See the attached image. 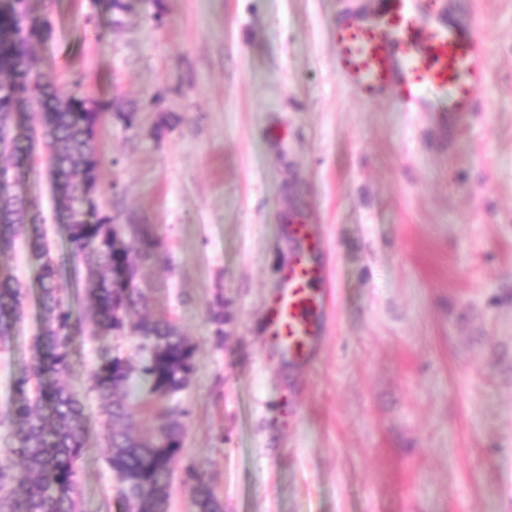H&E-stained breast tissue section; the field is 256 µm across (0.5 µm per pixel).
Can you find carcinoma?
<instances>
[{"label":"carcinoma","instance_id":"obj_1","mask_svg":"<svg viewBox=\"0 0 512 512\" xmlns=\"http://www.w3.org/2000/svg\"><path fill=\"white\" fill-rule=\"evenodd\" d=\"M24 2L0 0V156L11 160L0 163V257L16 238L31 239L42 323L36 354L17 365L15 397L0 414V426L9 431L8 445L0 451V512H79L84 405L60 379L70 371L72 343L87 322L98 334L130 332L140 338L136 362L108 349L98 353L93 390L113 424L107 462L117 475L126 512H169L182 428L177 411L161 402L189 385L194 349L172 320L138 311L145 299L136 286L138 262L156 258L160 240L142 224L126 225V237H118L115 218L101 212L96 201L101 161L94 141L112 102L79 91L62 95L53 79L35 69L31 52L49 35V25L30 17ZM28 110L37 113L50 151L68 243L86 267L87 315L59 295L58 269L40 240L33 203L15 191L12 168L32 151L23 125ZM25 297L23 284L0 263V343L13 336ZM142 392L155 404L153 432L142 436L115 427L129 417ZM186 483L198 512H223L196 469L187 470Z\"/></svg>","mask_w":512,"mask_h":512}]
</instances>
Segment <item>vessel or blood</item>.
<instances>
[{
	"instance_id": "1",
	"label": "vessel or blood",
	"mask_w": 512,
	"mask_h": 512,
	"mask_svg": "<svg viewBox=\"0 0 512 512\" xmlns=\"http://www.w3.org/2000/svg\"><path fill=\"white\" fill-rule=\"evenodd\" d=\"M447 0H377L334 22L338 74L367 100L393 98L411 112L430 109L428 93L449 87L442 124L456 132L472 117L487 79L485 40L466 6L448 19ZM297 249L267 313L268 339L289 361L310 365L325 330L329 279L323 244L310 225L291 227Z\"/></svg>"
}]
</instances>
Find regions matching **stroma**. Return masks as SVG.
Instances as JSON below:
<instances>
[{"label":"stroma","instance_id":"35a3bbf8","mask_svg":"<svg viewBox=\"0 0 512 512\" xmlns=\"http://www.w3.org/2000/svg\"><path fill=\"white\" fill-rule=\"evenodd\" d=\"M28 0L32 50L63 94L119 102L96 139L97 202L162 243L140 263L143 315L193 345L170 512H197L195 466L224 512H512V0H473L486 39L484 107L454 137L429 112L357 96L336 74L332 23L370 0ZM35 145L16 168L82 302L81 258ZM302 215L324 239L332 293L316 363L266 341ZM5 262L25 287L0 344V411L41 332L25 240ZM224 317L216 326L214 313ZM84 333L62 382L85 406L82 512H123Z\"/></svg>","mask_w":512,"mask_h":512}]
</instances>
